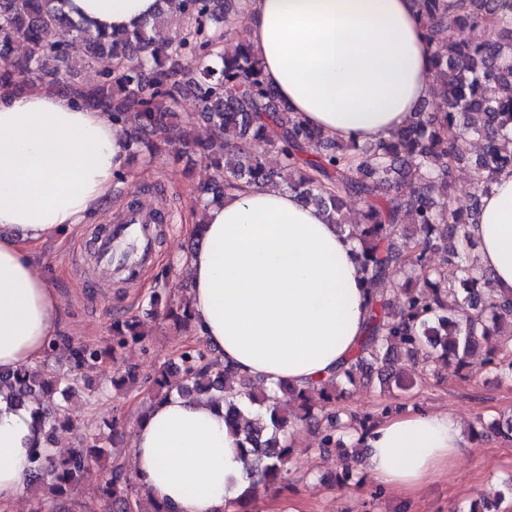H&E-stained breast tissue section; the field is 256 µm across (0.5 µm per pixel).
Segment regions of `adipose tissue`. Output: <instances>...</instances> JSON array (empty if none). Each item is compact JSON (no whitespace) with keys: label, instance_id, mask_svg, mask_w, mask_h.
<instances>
[{"label":"adipose tissue","instance_id":"ef3b65f1","mask_svg":"<svg viewBox=\"0 0 512 512\" xmlns=\"http://www.w3.org/2000/svg\"><path fill=\"white\" fill-rule=\"evenodd\" d=\"M72 16L118 28L157 0H68ZM246 38L266 83L336 141L372 142L407 125L433 92L414 0H255ZM128 140L111 117L36 87L0 94V371L41 360L60 306L33 255L111 199ZM186 258L199 336L240 374L310 387L357 344L367 318L355 244L294 193L244 185L203 216ZM468 232L499 294L512 296V173H499ZM39 435L27 411L0 408V503L18 501ZM381 485L418 491L465 447L447 413L400 412L360 441ZM133 472L168 512H226L249 486L223 404L172 395L132 436Z\"/></svg>","mask_w":512,"mask_h":512}]
</instances>
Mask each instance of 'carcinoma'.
<instances>
[{
  "mask_svg": "<svg viewBox=\"0 0 512 512\" xmlns=\"http://www.w3.org/2000/svg\"><path fill=\"white\" fill-rule=\"evenodd\" d=\"M250 2L158 0L151 20L105 31L89 18L73 19L66 0H0L1 90L46 84L109 113L126 128L132 160L199 154L214 170L212 181L196 189L201 211L240 184L272 187L320 208L359 243L368 317L355 350L318 385L269 387L191 347L145 379L153 403L174 389L191 399L224 401V423L240 437L256 477L247 499L288 475L295 449L283 437L290 427L316 426L322 451L343 447L350 429L362 435L372 427L371 417L336 404L371 382L374 366L381 386L407 392L416 380L397 372L403 360L463 367L482 348L491 371L512 381V345L500 340L504 328L512 330V297L499 295L478 263L477 243L466 230L475 214L451 203L456 164L467 159L472 142L483 143L471 160L478 176L474 199L497 173L512 171V0H416L444 106L423 108L406 127L364 145L325 137L266 86L260 62L233 36ZM167 15L180 16L182 30L159 40ZM456 27L472 37L454 39ZM20 43L25 51L17 55ZM216 47L221 65L203 63ZM103 58L112 66L96 80L75 81V68L91 69ZM186 86L198 102L195 116L178 112ZM198 119L211 129L207 141L191 135ZM268 153L279 157V169L267 167ZM351 198L363 202L357 224L343 211ZM406 224L413 227L412 245L401 249L395 237ZM165 321L194 332L188 299L169 301L155 292L135 312L112 319L106 344L57 338L41 362L0 373V401L29 409L42 438L26 483L31 512H166L145 498L122 457L110 454L107 438L68 414L79 371L146 343ZM60 350L71 363L63 372L47 363ZM244 400L266 408L270 424L246 418ZM60 429L75 433L78 444L58 445ZM108 455L112 465L103 471L96 502L79 500L91 463Z\"/></svg>",
  "mask_w": 512,
  "mask_h": 512,
  "instance_id": "obj_1",
  "label": "carcinoma"
}]
</instances>
